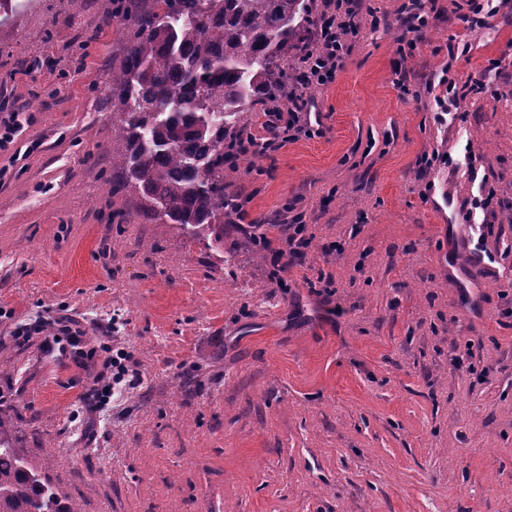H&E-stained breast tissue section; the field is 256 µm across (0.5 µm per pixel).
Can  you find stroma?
I'll use <instances>...</instances> for the list:
<instances>
[{
    "mask_svg": "<svg viewBox=\"0 0 512 512\" xmlns=\"http://www.w3.org/2000/svg\"><path fill=\"white\" fill-rule=\"evenodd\" d=\"M19 2L0 415L41 474L82 512H512V0L473 32L467 0H423L419 32L403 0H363L335 82L304 91L321 134L229 170L220 249L112 193V0ZM483 71L492 95L443 116ZM296 215L311 244L278 275L243 227L276 242ZM56 317L141 385L86 414L69 352L14 338Z\"/></svg>",
    "mask_w": 512,
    "mask_h": 512,
    "instance_id": "35a3bbf8",
    "label": "stroma"
}]
</instances>
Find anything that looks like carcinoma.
Wrapping results in <instances>:
<instances>
[{
	"label": "carcinoma",
	"mask_w": 512,
	"mask_h": 512,
	"mask_svg": "<svg viewBox=\"0 0 512 512\" xmlns=\"http://www.w3.org/2000/svg\"><path fill=\"white\" fill-rule=\"evenodd\" d=\"M305 0H128L125 39L108 85L112 194L135 191L141 212L219 242L224 140L258 104L288 101L305 49ZM0 512H81L11 443L0 417Z\"/></svg>",
	"instance_id": "obj_1"
}]
</instances>
